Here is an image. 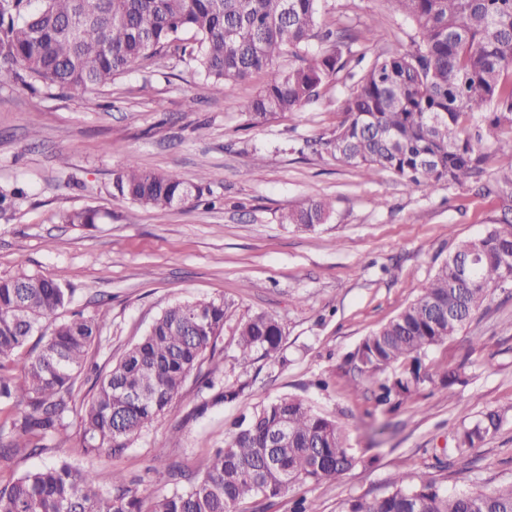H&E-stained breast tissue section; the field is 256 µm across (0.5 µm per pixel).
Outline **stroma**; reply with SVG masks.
Here are the masks:
<instances>
[{"instance_id":"stroma-1","label":"stroma","mask_w":512,"mask_h":512,"mask_svg":"<svg viewBox=\"0 0 512 512\" xmlns=\"http://www.w3.org/2000/svg\"><path fill=\"white\" fill-rule=\"evenodd\" d=\"M318 23L372 27L369 39L350 46L351 57L367 63L408 48L415 34L391 0H322ZM263 82L258 73L212 83L168 54L96 90L0 85V194L10 198L0 210V275L57 280L72 291L71 310L107 311L92 350L102 369L173 303L214 297L231 311L215 352L123 453L83 459L72 416L66 438H47L48 454L18 460L16 472L65 454L97 473L102 492L121 473L159 494L166 487L151 471L157 455L204 474L237 418L295 395L340 426L360 463L337 480L296 483L269 512H290L302 496L320 512H340L348 498L386 492L401 472L429 474L450 492L512 483V294L491 293L463 331L428 350L431 371L464 364L468 383L455 395L428 383L389 412L376 407L350 360L461 242L492 226L497 200L474 186L411 189L390 172L367 176L321 150L319 138L343 119L346 72L304 111L257 124L240 104ZM132 159L186 180L208 173L204 204L145 209L117 201L113 179ZM317 198L333 208L328 223H281V213ZM88 207L100 211L98 224L61 223L63 212ZM257 311L281 324L285 365L236 363L235 327ZM208 378L244 391L210 405ZM495 409L507 413L498 432L481 447L456 450L455 430Z\"/></svg>"}]
</instances>
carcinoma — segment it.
Masks as SVG:
<instances>
[{"label": "carcinoma", "instance_id": "carcinoma-1", "mask_svg": "<svg viewBox=\"0 0 512 512\" xmlns=\"http://www.w3.org/2000/svg\"><path fill=\"white\" fill-rule=\"evenodd\" d=\"M0 0V85L28 76L49 88L86 91L115 76L181 50L205 80L236 84L265 72L259 90L242 103L255 121H268L312 104L319 89L349 68V43L372 29H318L321 0ZM415 26L413 50L377 57L341 101L344 120L322 140L337 162L369 175L387 170L406 186L433 191L446 183L475 182L486 197L512 187V166L496 181L484 179L492 156H512V136L482 145L487 133L512 128V0H390ZM192 43L178 46L183 33ZM320 38L333 49L309 54ZM294 63L283 69L278 60ZM208 181L140 168L129 161L113 196L141 207L170 209L199 201ZM505 215L484 235L462 242L389 322L365 336L351 357L375 388L382 406L425 383L448 391L466 383L463 366L430 372L422 357L462 331L490 293L512 286V194L500 197ZM330 204L311 199L282 223L313 229ZM96 209L70 210L65 224L89 226ZM472 265L470 278L461 267ZM71 292L37 274L0 276V406L15 409L0 427V512H238L251 500L267 512L294 483L335 480L359 464L336 422L305 400L283 395L256 406L224 435L199 478L173 464L157 475L170 486L145 498L133 479L112 474L109 494L95 473L57 459L22 474L18 460L49 451L42 441L66 432L78 416L81 452L119 454L164 415L206 354L214 352L229 306L221 298L166 307L146 334L91 386L76 406L75 388L100 335L106 312H60ZM237 363L280 360L283 333L275 317L256 312L235 331ZM35 344H30L32 338ZM19 369L20 375L11 374ZM505 413L489 411L455 433L459 448L493 436ZM341 512H512V484L491 492L449 494L425 475L400 474L389 489L350 498Z\"/></svg>", "mask_w": 512, "mask_h": 512}]
</instances>
